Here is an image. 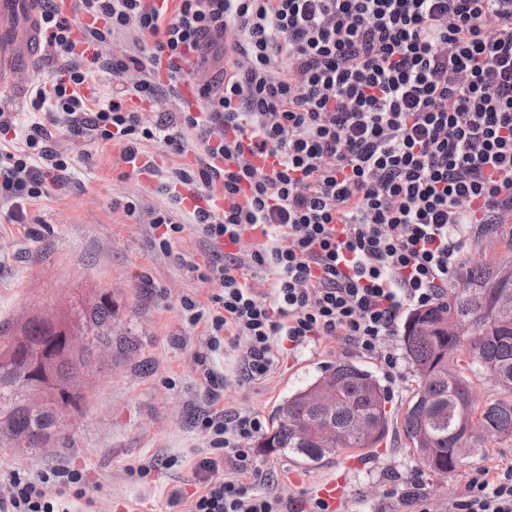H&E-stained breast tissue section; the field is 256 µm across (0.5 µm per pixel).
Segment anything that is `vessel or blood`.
I'll return each mask as SVG.
<instances>
[{
    "instance_id": "vessel-or-blood-1",
    "label": "vessel or blood",
    "mask_w": 512,
    "mask_h": 512,
    "mask_svg": "<svg viewBox=\"0 0 512 512\" xmlns=\"http://www.w3.org/2000/svg\"><path fill=\"white\" fill-rule=\"evenodd\" d=\"M39 38L30 0H0V82L11 81L17 61L30 59Z\"/></svg>"
}]
</instances>
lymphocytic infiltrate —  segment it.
<instances>
[{
    "label": "lymphocytic infiltrate",
    "mask_w": 512,
    "mask_h": 512,
    "mask_svg": "<svg viewBox=\"0 0 512 512\" xmlns=\"http://www.w3.org/2000/svg\"><path fill=\"white\" fill-rule=\"evenodd\" d=\"M33 2L68 64L35 89L22 145L0 150L9 220L67 170L49 144L59 123L123 139L128 164L145 141L178 154L199 142L195 167L172 171L171 183L224 199L221 212H193L207 243L260 231L250 263L272 283L257 291L239 254L222 253L215 310L190 298L183 308L212 348L241 349L247 381L265 378L285 347L319 337L396 369L387 342L402 314L435 304L465 247L512 212V0H176L171 12L155 0ZM139 34L153 40L140 55L103 54ZM225 48L234 66L196 85L199 111L148 124L130 108L132 97H181L188 70ZM112 70L139 77L103 103L88 89ZM201 424L214 454L199 464L206 476L187 512H289L247 480L260 417L212 410ZM87 483L66 464L10 474L0 512H69L63 494ZM448 512H512V466L478 471Z\"/></svg>",
    "instance_id": "1"
}]
</instances>
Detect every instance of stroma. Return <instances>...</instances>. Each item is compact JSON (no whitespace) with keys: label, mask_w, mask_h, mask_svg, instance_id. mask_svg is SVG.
I'll return each mask as SVG.
<instances>
[{"label":"stroma","mask_w":512,"mask_h":512,"mask_svg":"<svg viewBox=\"0 0 512 512\" xmlns=\"http://www.w3.org/2000/svg\"><path fill=\"white\" fill-rule=\"evenodd\" d=\"M64 65L52 47L40 45L18 84L0 85V108L16 113L17 125H28L32 88ZM52 135V147L69 163L62 178L27 202L23 222L9 221L10 204L0 200V328L16 335L30 318L63 314L76 301L108 292L115 304L112 364L84 384L68 440L50 442L33 458L0 446V471L33 474L64 461L89 477L84 499L72 502L74 512H84L88 497L96 512H182L170 497L196 491L197 466L210 449L209 434L196 424L214 404L203 378L208 369L226 378L216 404L269 422L319 367L352 360L375 372L388 391L391 416H402L415 385L407 358L391 373L378 360L322 338L281 355L266 380L248 383L238 379L233 356L210 347L205 326L187 323L184 299L207 306L221 291L218 279L201 280L175 260L184 253L202 266L211 261L192 202H175L166 189L171 171L193 163V152L179 155L147 142L143 151L155 170L139 174L123 162L120 143L76 137L64 126ZM161 209L186 226L169 254L151 227ZM251 446L254 466L271 477L258 491L299 498L334 481L343 486L339 501L349 512H411L397 491L413 478L440 510L480 469L512 466V439L478 450L444 478L420 469L398 431L378 447L345 449L312 465L256 440Z\"/></svg>","instance_id":"1"}]
</instances>
